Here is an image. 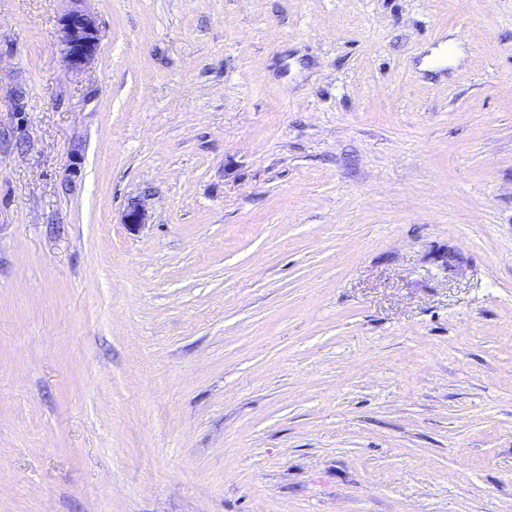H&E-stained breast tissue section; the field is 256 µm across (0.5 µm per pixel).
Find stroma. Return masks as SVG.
I'll return each mask as SVG.
<instances>
[{
    "mask_svg": "<svg viewBox=\"0 0 512 512\" xmlns=\"http://www.w3.org/2000/svg\"><path fill=\"white\" fill-rule=\"evenodd\" d=\"M68 6L0 0V512H512V0H87L78 75ZM69 1L71 8L58 21L59 47L65 68L79 74L97 54L100 27L97 17L83 6L86 0Z\"/></svg>",
    "mask_w": 512,
    "mask_h": 512,
    "instance_id": "obj_1",
    "label": "stroma"
}]
</instances>
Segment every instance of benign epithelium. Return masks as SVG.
<instances>
[{
  "instance_id": "obj_1",
  "label": "benign epithelium",
  "mask_w": 512,
  "mask_h": 512,
  "mask_svg": "<svg viewBox=\"0 0 512 512\" xmlns=\"http://www.w3.org/2000/svg\"><path fill=\"white\" fill-rule=\"evenodd\" d=\"M72 6L58 21L59 47L65 68L84 72L97 54L100 27L97 17L84 7L86 0H70ZM123 223L138 227L145 223V213L135 202L128 205Z\"/></svg>"
}]
</instances>
